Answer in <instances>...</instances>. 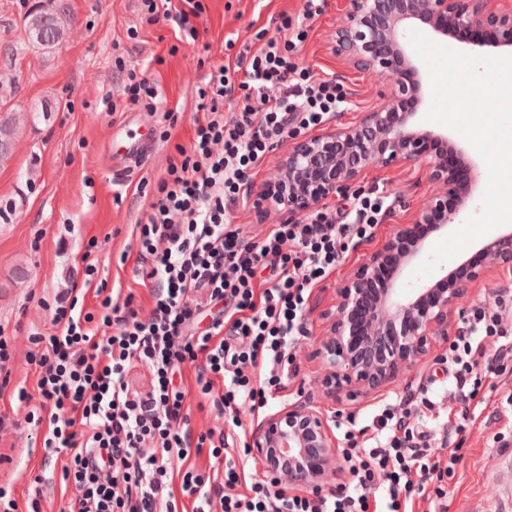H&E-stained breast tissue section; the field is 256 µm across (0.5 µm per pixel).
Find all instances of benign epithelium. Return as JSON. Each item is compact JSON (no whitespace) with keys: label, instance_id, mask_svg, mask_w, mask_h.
Segmentation results:
<instances>
[{"label":"benign epithelium","instance_id":"1","mask_svg":"<svg viewBox=\"0 0 512 512\" xmlns=\"http://www.w3.org/2000/svg\"><path fill=\"white\" fill-rule=\"evenodd\" d=\"M410 28L442 37L492 30L497 47L512 55V0H349L346 22L332 36L333 52L377 78L386 91L354 124L293 138L272 179L256 195L257 207L299 218L346 191L371 166L418 165L432 186L410 222L396 225L392 236L338 289L320 379L323 394L332 400L380 392L418 366L436 341L448 336L460 299L482 274L473 270L461 280L450 272L432 285L403 284L405 268L423 257L420 242L399 248L412 225L436 224L443 230L461 223L467 208L463 202L448 209V196L458 191L457 174L448 166V156L430 151L429 142L448 145L478 177V165L464 147L415 121L424 78L405 42ZM407 100L413 106L398 110ZM482 253L484 268L511 274L512 229L487 241ZM389 259L394 273L377 288V272ZM251 452L263 472L291 490L328 487L339 471L337 442L325 409L317 404L268 417Z\"/></svg>","mask_w":512,"mask_h":512}]
</instances>
